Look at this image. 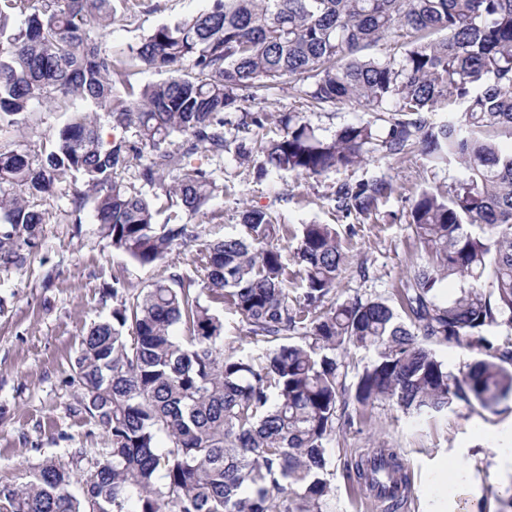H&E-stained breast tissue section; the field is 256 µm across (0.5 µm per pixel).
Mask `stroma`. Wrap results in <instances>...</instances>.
Returning <instances> with one entry per match:
<instances>
[{"label": "stroma", "instance_id": "obj_1", "mask_svg": "<svg viewBox=\"0 0 512 512\" xmlns=\"http://www.w3.org/2000/svg\"><path fill=\"white\" fill-rule=\"evenodd\" d=\"M131 17H119L100 30L104 49L121 51L148 35L157 25L199 12L205 0H137ZM73 98L46 110L33 102L25 122L0 126V147H23L40 154L72 111L86 109ZM245 109L266 115L263 128H252L250 163L239 164L234 153L211 160L193 156L194 165L210 170L221 186L204 213L193 216L202 239L242 229V211L253 206L287 226L278 244L292 258L306 224L335 225L347 255L336 290L338 299L382 298L401 310L403 282L425 262L408 224L416 194L424 188L447 192L455 173L448 168L423 169L419 157H396L376 151L361 166L319 176L294 174L258 176L261 148L278 130L283 112L302 113L323 136L342 126L367 121L368 108L339 104L307 108L288 88L262 92ZM377 175L391 179L396 192L380 207L377 219L351 225L336 210L338 183ZM48 217L39 246L24 265L0 270V484L21 482L31 467L46 460L69 464L73 449L103 448L106 435L73 412L69 374L80 340L90 327L112 315L113 301L102 299L101 286L120 278L131 291L168 279L174 272L200 279L194 247L174 250L164 260L142 265L112 249L99 232L93 207L70 214L65 194L43 201ZM396 448L411 473V494L403 512H504L512 499V463L499 451L512 448V399L497 412L457 404L452 409L419 416L395 404L378 402L360 411L338 409L336 433L330 444L329 481L333 495L329 512H380L347 477V467L367 449ZM454 464L463 465L465 483L449 485L440 496L435 483Z\"/></svg>", "mask_w": 512, "mask_h": 512}]
</instances>
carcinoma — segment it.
Wrapping results in <instances>:
<instances>
[{"label": "carcinoma", "instance_id": "1", "mask_svg": "<svg viewBox=\"0 0 512 512\" xmlns=\"http://www.w3.org/2000/svg\"><path fill=\"white\" fill-rule=\"evenodd\" d=\"M207 2L115 56L91 34L112 25L114 0H0V122L19 124L34 100L92 106L72 112L35 160L0 148V266L24 264L45 223L39 202L79 176L74 223L90 202L113 249L150 265L198 242L204 271L197 291L179 273L138 294L117 279L103 285L112 319L83 336L65 384L76 388L73 412L109 447L75 449L76 492L70 469L52 460L0 486V512H324L338 406L388 401L423 414L464 403L494 413L512 397V335H489L512 330V0ZM384 45L392 53H373ZM142 69L174 76L136 86ZM279 85L308 107L362 104L387 126L381 136L360 121L328 138L285 113L262 149L263 175L348 170L373 146L392 156L416 148L425 164L458 170L448 195L424 189L410 208L427 262L400 291L408 322L382 299L336 301L346 254L331 224L302 225L297 292L265 211L243 212L245 236L202 243L198 225L181 221L219 189L191 156L232 150L249 161L245 138H226L224 114L241 112L245 133L263 126L265 115L241 102ZM444 105L458 112L432 121ZM100 112L150 149L139 177L161 193L116 180L141 154L122 138L104 142ZM394 192L381 177L345 181L336 211L368 218ZM164 209L173 214L159 224ZM453 277L459 295L439 300ZM203 294L239 316L257 353L224 348V320ZM452 342L481 354L460 377L430 348ZM351 349L374 359L347 385L340 367ZM348 478L384 512H399L411 490L393 448L359 456Z\"/></svg>", "mask_w": 512, "mask_h": 512}]
</instances>
